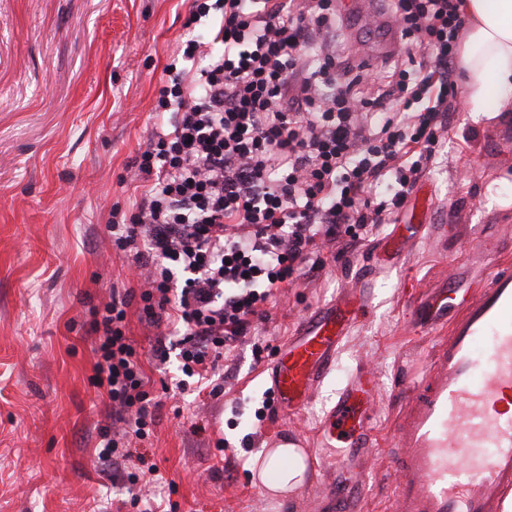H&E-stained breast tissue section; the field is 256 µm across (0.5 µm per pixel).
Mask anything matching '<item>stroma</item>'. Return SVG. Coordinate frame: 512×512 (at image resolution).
Returning a JSON list of instances; mask_svg holds the SVG:
<instances>
[{
    "instance_id": "1",
    "label": "stroma",
    "mask_w": 512,
    "mask_h": 512,
    "mask_svg": "<svg viewBox=\"0 0 512 512\" xmlns=\"http://www.w3.org/2000/svg\"><path fill=\"white\" fill-rule=\"evenodd\" d=\"M191 0H0V512H138L135 495L172 488L174 512H332L325 495L334 461L309 473L295 494L270 496L253 477L257 454L291 437L319 453L317 428L354 372L376 379L377 447L356 474L361 512H388L393 478L382 451L401 387L433 342L401 295L407 279L439 285L466 270L478 286L480 242L512 256V113L492 122L453 117L426 170L392 223L348 229L350 248L324 250L312 277L271 296L250 344L219 362L209 383L170 387L175 358L152 353L156 330L128 309L127 334L160 405L151 435L123 470L156 465L150 482H113L98 464L99 430L110 410L94 386L91 311L112 288L139 282L112 246L113 210L138 191L132 162L159 120L155 94L184 33ZM343 36L380 65L391 52L368 20L349 17ZM410 236L393 256L392 232ZM368 293V308L303 414L278 419L264 401L268 371L297 324L336 296Z\"/></svg>"
}]
</instances>
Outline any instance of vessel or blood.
<instances>
[{
    "label": "vessel or blood",
    "instance_id": "1",
    "mask_svg": "<svg viewBox=\"0 0 512 512\" xmlns=\"http://www.w3.org/2000/svg\"><path fill=\"white\" fill-rule=\"evenodd\" d=\"M485 254L483 284L462 303L454 301L458 271L436 292H407L418 324H443L448 334L407 386L394 421L398 444L385 451L394 470L390 512H503L512 497V260L495 244ZM365 308L364 299L344 297L303 320L269 371L277 415L306 409ZM371 390L369 376L349 380L318 429L337 463L368 446ZM331 488L337 512H359L363 484Z\"/></svg>",
    "mask_w": 512,
    "mask_h": 512
}]
</instances>
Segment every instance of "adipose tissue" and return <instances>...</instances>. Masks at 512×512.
<instances>
[{"label":"adipose tissue","mask_w":512,"mask_h":512,"mask_svg":"<svg viewBox=\"0 0 512 512\" xmlns=\"http://www.w3.org/2000/svg\"><path fill=\"white\" fill-rule=\"evenodd\" d=\"M465 32L458 50L464 74L465 110L472 121L512 112V0H461ZM308 476L303 449L280 444L266 449L258 479L272 495H291Z\"/></svg>","instance_id":"obj_1"}]
</instances>
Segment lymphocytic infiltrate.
I'll use <instances>...</instances> for the list:
<instances>
[{"mask_svg": "<svg viewBox=\"0 0 512 512\" xmlns=\"http://www.w3.org/2000/svg\"><path fill=\"white\" fill-rule=\"evenodd\" d=\"M385 13L415 52L374 70L335 41L339 0H191L157 90L164 123L133 161L147 188L110 226L144 282L92 311L112 405L101 462L131 457L155 422L132 300L160 330L154 355L177 335L182 375H204L312 255L405 204L451 126L463 19L458 0H386Z\"/></svg>", "mask_w": 512, "mask_h": 512, "instance_id": "f902f5d3", "label": "lymphocytic infiltrate"}]
</instances>
